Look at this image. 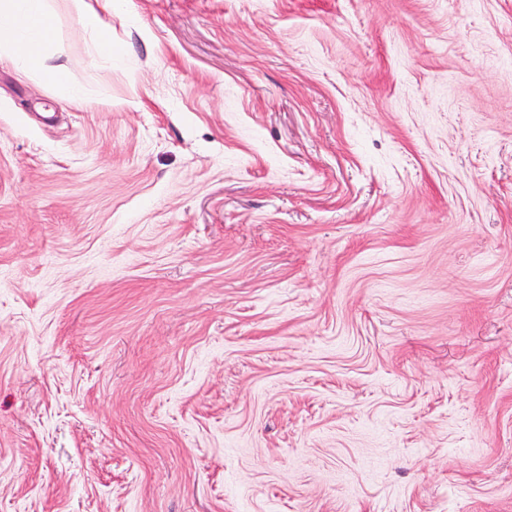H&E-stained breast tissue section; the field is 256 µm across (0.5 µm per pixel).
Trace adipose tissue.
<instances>
[{"mask_svg":"<svg viewBox=\"0 0 512 512\" xmlns=\"http://www.w3.org/2000/svg\"><path fill=\"white\" fill-rule=\"evenodd\" d=\"M76 8L99 50L111 54L112 34L102 15L111 11L112 0H76ZM51 15L48 0H0V64L59 82V70L47 67L41 54L42 43L52 36Z\"/></svg>","mask_w":512,"mask_h":512,"instance_id":"adipose-tissue-1","label":"adipose tissue"}]
</instances>
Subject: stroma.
<instances>
[{
    "label": "stroma",
    "mask_w": 512,
    "mask_h": 512,
    "mask_svg": "<svg viewBox=\"0 0 512 512\" xmlns=\"http://www.w3.org/2000/svg\"><path fill=\"white\" fill-rule=\"evenodd\" d=\"M51 4L0 512H512V0ZM77 13L83 27L95 37L98 49L107 56H112V33L105 25L101 13L112 10V0L92 1L75 0Z\"/></svg>",
    "instance_id": "stroma-1"
}]
</instances>
